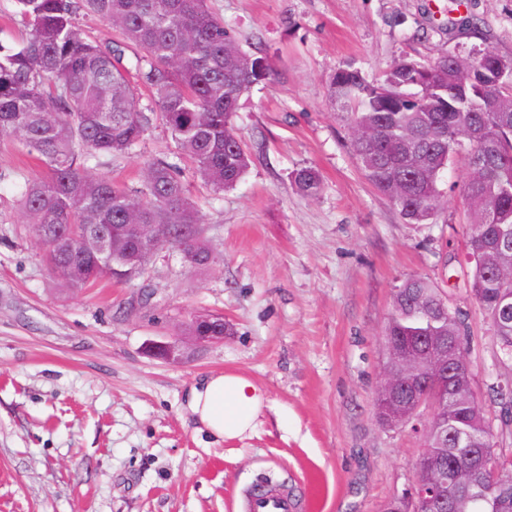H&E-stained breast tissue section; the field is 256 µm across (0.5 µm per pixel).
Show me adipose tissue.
I'll return each instance as SVG.
<instances>
[{"label":"adipose tissue","mask_w":512,"mask_h":512,"mask_svg":"<svg viewBox=\"0 0 512 512\" xmlns=\"http://www.w3.org/2000/svg\"><path fill=\"white\" fill-rule=\"evenodd\" d=\"M265 401L264 392L252 379L224 372L191 385L184 407L211 435L232 440L254 432Z\"/></svg>","instance_id":"ef3b65f1"}]
</instances>
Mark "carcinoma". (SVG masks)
Here are the masks:
<instances>
[{"label": "carcinoma", "instance_id": "obj_1", "mask_svg": "<svg viewBox=\"0 0 512 512\" xmlns=\"http://www.w3.org/2000/svg\"><path fill=\"white\" fill-rule=\"evenodd\" d=\"M14 2L28 37L15 44L0 38V136L46 166L44 176L22 186L20 207L52 273L75 288L114 276L112 257L95 247L106 237L118 243L117 257L136 249L125 224H152L158 246L178 250L189 264H208L181 162L217 192L245 177L252 157L234 117L241 97L271 76L267 58L245 52L207 0ZM81 14L112 25L118 37L86 40ZM133 48L142 55L131 64L126 51ZM141 87L152 93L148 105ZM328 93L346 109L363 175L408 224L433 223L442 208L440 174L464 158L466 236L483 250L471 263V292L512 358V57L489 48L456 66L446 53L423 62L402 57L379 82L347 67L330 76ZM157 119L176 151L147 162L142 187L123 188L90 171L88 161L99 154L134 150ZM294 184L314 196L319 172L302 168ZM383 336H446L450 349L468 344L464 316L423 277L399 287ZM495 403L502 423L512 425V379L496 385ZM423 438L438 460L432 470L415 465V474L426 481L442 473L446 501L426 499L412 512H512V456L497 451L473 386L442 408L434 434ZM488 467L498 468L491 482Z\"/></svg>", "mask_w": 512, "mask_h": 512}]
</instances>
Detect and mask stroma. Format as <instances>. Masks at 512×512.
I'll return each instance as SVG.
<instances>
[{
  "label": "stroma",
  "mask_w": 512,
  "mask_h": 512,
  "mask_svg": "<svg viewBox=\"0 0 512 512\" xmlns=\"http://www.w3.org/2000/svg\"><path fill=\"white\" fill-rule=\"evenodd\" d=\"M209 5L272 74L235 118L253 157L246 177L217 193L182 173L206 267L162 248L129 281L65 286L18 207L44 167L0 137V512H233L270 469L300 497L298 512H381L411 484L423 448L373 409L393 294L415 276L466 315L475 393L512 452L489 391L502 353L463 261L464 162L441 175L435 223H405L362 175L328 95L346 66L376 81L404 55L476 46L512 57V0ZM174 150L158 121L132 154L90 167L135 188L146 160ZM309 166L322 179L313 197L293 185ZM195 310L223 315V342L186 345L174 362L153 356L150 344L177 336ZM219 371L265 392L255 433L216 439L184 412L188 388Z\"/></svg>",
  "instance_id": "1"
}]
</instances>
